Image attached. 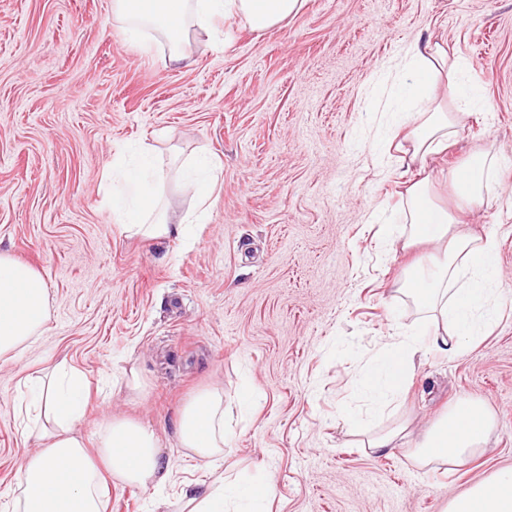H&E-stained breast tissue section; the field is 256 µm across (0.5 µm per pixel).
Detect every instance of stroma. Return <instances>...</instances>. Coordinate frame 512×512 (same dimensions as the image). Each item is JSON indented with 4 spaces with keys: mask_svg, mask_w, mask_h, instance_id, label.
Here are the masks:
<instances>
[{
    "mask_svg": "<svg viewBox=\"0 0 512 512\" xmlns=\"http://www.w3.org/2000/svg\"><path fill=\"white\" fill-rule=\"evenodd\" d=\"M113 0H0V252L43 277L49 315L22 352L0 357V493L26 455L20 409L40 372L66 361L87 384L77 431L106 416L152 428L173 458L165 493L113 486L108 512H177L216 466L181 456L179 411L224 390L225 464L269 482V512H442L452 495L512 466V0H304L263 34L238 19L211 42L191 37V66L165 44L129 42ZM455 49L481 89L447 155L478 151L500 167L496 198L465 216L498 242L501 317L457 354L429 352L387 413L356 396L361 366L398 328L423 331L394 290L418 253L386 230L401 222L402 170L376 98L399 91L387 64L415 40ZM145 143L172 174L170 222L193 207L181 163H216L215 192L192 243L120 231L104 173ZM148 386L130 393L124 373ZM256 400L240 412L244 393ZM484 402L494 430L455 466L413 450L449 406ZM393 448L366 437L399 423Z\"/></svg>",
    "mask_w": 512,
    "mask_h": 512,
    "instance_id": "obj_1",
    "label": "stroma"
}]
</instances>
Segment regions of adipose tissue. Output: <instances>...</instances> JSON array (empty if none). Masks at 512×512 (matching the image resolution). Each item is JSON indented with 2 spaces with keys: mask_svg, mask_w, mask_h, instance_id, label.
<instances>
[{
  "mask_svg": "<svg viewBox=\"0 0 512 512\" xmlns=\"http://www.w3.org/2000/svg\"><path fill=\"white\" fill-rule=\"evenodd\" d=\"M301 0H114L113 17L128 39L147 44L164 40L168 59L186 60L190 29L214 27L217 19L239 18L262 33L295 14ZM409 90L396 136L409 146L416 163L403 198L402 249L430 245V264H418L398 291L413 303L428 337L391 336L379 355L361 371V391L373 410L396 399L408 368L428 349L459 352L495 325L503 298L496 285L497 241L462 232L465 211L491 201L497 186L488 174L486 156L443 172L455 194L454 205L432 197L427 164L444 151L464 126L465 115L440 102L439 88L460 91L462 58L438 44L413 43L397 65ZM148 163L131 168L117 155L106 176L112 215L122 231L149 238L189 230L196 221L186 213L170 223L159 205L158 190L168 180L165 167ZM48 315L47 287L32 267L0 253V356L16 354L40 335ZM84 383L65 363L42 377L27 436L39 447L24 459L17 482L7 494L8 512H106L105 500L115 485L161 490L170 482L173 463L150 428L129 418L107 417L99 424L95 448L76 433L83 416ZM493 430L489 408L476 399L451 406L422 435L415 448L425 465L452 464L486 448ZM178 446L186 457L209 464L224 460V391L206 387L181 407ZM270 487L256 481L222 480L188 500V512H242V504L268 501ZM444 512H512V467L503 468L453 495Z\"/></svg>",
  "mask_w": 512,
  "mask_h": 512,
  "instance_id": "adipose-tissue-1",
  "label": "adipose tissue"
}]
</instances>
